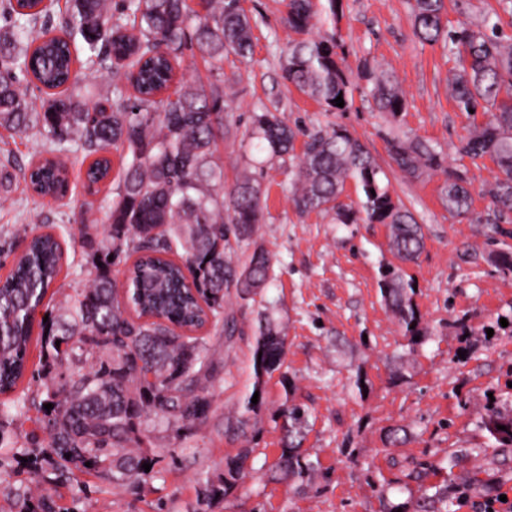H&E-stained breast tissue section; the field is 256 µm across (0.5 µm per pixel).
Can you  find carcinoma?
I'll list each match as a JSON object with an SVG mask.
<instances>
[{
	"mask_svg": "<svg viewBox=\"0 0 512 512\" xmlns=\"http://www.w3.org/2000/svg\"><path fill=\"white\" fill-rule=\"evenodd\" d=\"M285 25L299 35L280 48L283 78L315 99L326 112H345L359 91L378 112L396 116L405 97L386 69L364 64L366 85H353L340 64L336 38L312 35L327 21L338 22L342 0H284ZM54 0H0V126L15 132L39 127L45 155L19 166L34 193L54 200L70 191L68 166L55 152L76 142L86 162L88 193L112 195L101 236L88 238L91 279L58 305H46L48 321L37 318L49 287L62 271L63 251L52 233L27 242L8 275L0 278V394L12 392L25 375L32 336L40 344L37 376L48 377L63 361L87 365L83 373L46 385L32 398L43 413L50 440L35 441L37 469L96 470L112 466V478L141 483L153 477L142 468L154 459L139 451L150 415L165 417L175 430L205 422L210 409L207 348L187 332L224 315V291L242 296L264 288L271 257L255 247L249 262L233 259L231 243L252 240L262 220L259 177L244 170L224 189V169L216 160L224 139V110L231 86L220 79L187 83L176 78L186 47L198 50L208 71L224 59L253 56L252 18L232 0H203L200 15L188 0H69L51 34ZM415 36L424 44L444 43L456 60L448 90L461 112L482 110L487 122L461 141V154L489 156L500 177L489 195L491 207L472 214L470 181L450 171L441 186L448 212L473 224H502L512 215V36L497 26L448 27L445 0H411ZM112 72V104L92 107L76 93L74 79L91 83ZM46 91L35 102L32 89ZM342 97L344 106L335 105ZM301 129L263 105L251 113L250 139L267 162L292 174L291 201L297 212H316L341 224L365 215L386 224L390 245L404 262L424 248L413 213L393 200L378 178L366 147L346 129L318 128L295 154ZM389 152L409 177L442 168L436 149L419 137L388 139ZM121 151L117 182L109 181L110 150ZM362 187L355 206L340 202L348 180ZM176 255L177 263L170 259ZM133 260L129 291L132 312L117 299L114 268ZM384 296L411 330L418 320L413 288L387 271ZM284 328L269 320L259 327L253 358L257 379L280 370L286 359ZM52 404V409L44 405ZM28 411L27 398L0 405V447L14 418ZM307 413L287 409L288 432L298 434ZM255 452L243 448L225 462L220 486L204 483L199 500L226 496L245 475ZM90 466H85V463ZM314 466L296 446L285 445L277 464L283 482L310 478Z\"/></svg>",
	"mask_w": 512,
	"mask_h": 512,
	"instance_id": "cac0c4a2",
	"label": "carcinoma"
}]
</instances>
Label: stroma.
Instances as JSON below:
<instances>
[{
  "label": "stroma",
  "instance_id": "stroma-1",
  "mask_svg": "<svg viewBox=\"0 0 512 512\" xmlns=\"http://www.w3.org/2000/svg\"><path fill=\"white\" fill-rule=\"evenodd\" d=\"M243 7L253 19L254 56L245 66L224 65L238 94L224 114L228 132L217 157L228 187L245 165L263 171L262 221L252 244L236 251L245 264L254 246L266 249L269 281L245 299L226 290L223 321L198 331L212 369L209 416L185 436L155 426L142 448L156 460L148 485L68 473L43 482L40 493L56 512H478L486 496L512 498V447H499L489 430L492 417H512V223L472 224L450 214L439 196L443 173L406 177L386 144L392 132L430 142L450 170H468L473 207L482 212L491 204L484 188L498 169L488 159L472 164L456 147L472 125L485 122L484 112L457 109L448 93L454 61L443 44L418 41L405 0H342L338 25L324 28L336 34L353 83H361L368 61L393 73L406 98L394 117L361 99L345 112L322 111L283 78L276 54L288 37L281 0H243ZM446 7L449 26L486 20L512 35V12L502 0H446ZM261 103L278 105L288 123L303 128H345L366 146L381 183L423 228L415 262L391 251L387 225L337 224L294 209L291 173L242 147ZM83 199L79 185L71 199L54 202L19 178L0 184V242L13 244L12 253L0 254V275L37 216L64 250L65 275L49 298L60 302L83 286L90 277L82 258L88 229L77 220ZM393 268L416 287L411 332L381 291ZM266 316L284 326L288 353L281 371L259 379L253 351ZM257 386L264 403L246 411ZM293 405L307 412L301 448L317 465L299 488L271 478L284 436L281 411ZM41 418L34 409L18 417L0 448V512H22L29 498L31 474L20 451L32 437H45ZM246 446L254 449L248 477L230 496L200 504V483L219 481L225 458Z\"/></svg>",
  "mask_w": 512,
  "mask_h": 512
}]
</instances>
